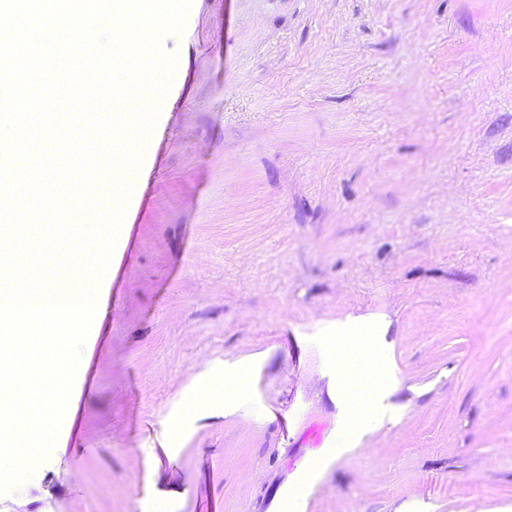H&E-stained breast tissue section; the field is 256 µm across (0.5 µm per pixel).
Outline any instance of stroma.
Listing matches in <instances>:
<instances>
[{
  "label": "stroma",
  "mask_w": 512,
  "mask_h": 512,
  "mask_svg": "<svg viewBox=\"0 0 512 512\" xmlns=\"http://www.w3.org/2000/svg\"><path fill=\"white\" fill-rule=\"evenodd\" d=\"M49 460L0 512L512 503V0H190ZM394 422L321 475V343ZM250 361L224 412L225 360Z\"/></svg>",
  "instance_id": "obj_1"
}]
</instances>
